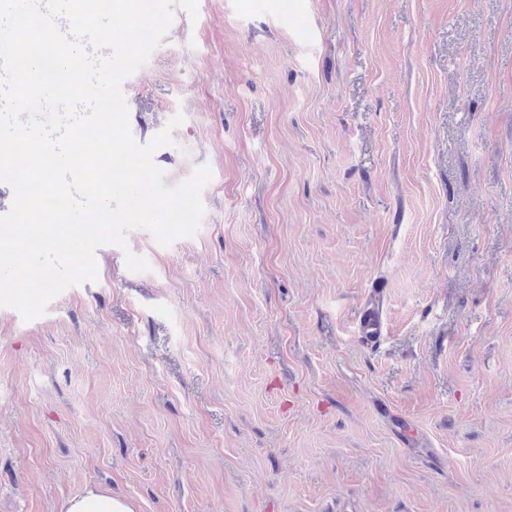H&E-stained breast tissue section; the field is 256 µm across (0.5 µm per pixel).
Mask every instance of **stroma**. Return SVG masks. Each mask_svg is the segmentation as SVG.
<instances>
[{"mask_svg": "<svg viewBox=\"0 0 512 512\" xmlns=\"http://www.w3.org/2000/svg\"><path fill=\"white\" fill-rule=\"evenodd\" d=\"M120 89L206 213L0 307V512H512V0H198ZM384 320L379 305L376 302L368 303L362 309L357 331L359 338L365 342L375 343L384 335ZM65 512H135L126 499L113 496L104 490L89 489L69 499Z\"/></svg>", "mask_w": 512, "mask_h": 512, "instance_id": "stroma-1", "label": "stroma"}]
</instances>
